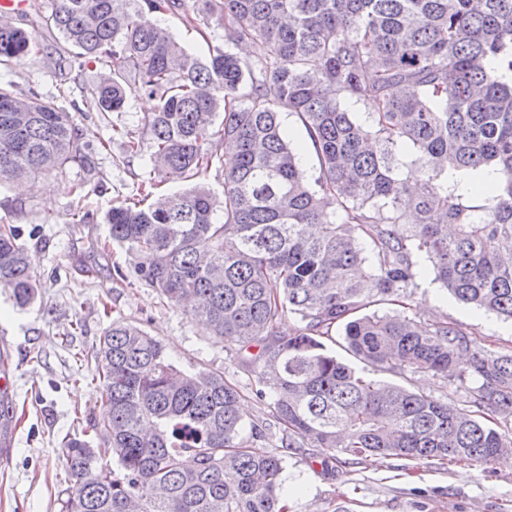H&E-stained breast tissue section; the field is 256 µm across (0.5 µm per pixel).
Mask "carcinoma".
Instances as JSON below:
<instances>
[{
    "label": "carcinoma",
    "mask_w": 512,
    "mask_h": 512,
    "mask_svg": "<svg viewBox=\"0 0 512 512\" xmlns=\"http://www.w3.org/2000/svg\"><path fill=\"white\" fill-rule=\"evenodd\" d=\"M224 43L260 41L247 63L220 47L201 58L147 15L184 0H53L40 22L109 59L83 87L102 112L156 99L142 117L148 163L182 192L138 197L106 213L128 257L122 278L157 290L239 347L256 395L271 396L281 447L315 448L321 464L368 457L489 464L512 447V353L475 346L441 316L404 310L418 258L460 303L512 321V0H205ZM40 52L0 15V65ZM366 101L369 121L344 107ZM295 114L316 151L308 181L280 115ZM222 128L214 130L218 116ZM415 157H401L404 146ZM235 156L217 197L200 181ZM70 163L91 165L77 115L0 82V186ZM492 173L498 194L473 206L454 175ZM0 288L32 304L40 276L14 224H0ZM381 301L400 309L379 314ZM296 315L288 337L279 324ZM342 339L363 364L327 343ZM105 409L99 447L73 438L61 512H288L283 457L245 430L237 386L186 373L140 327L114 320L96 355ZM439 375L467 388L443 402L366 370ZM112 463L104 462L105 458Z\"/></svg>",
    "instance_id": "cac0c4a2"
}]
</instances>
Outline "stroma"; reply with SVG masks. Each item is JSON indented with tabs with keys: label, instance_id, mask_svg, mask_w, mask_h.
Returning <instances> with one entry per match:
<instances>
[{
	"label": "stroma",
	"instance_id": "35a3bbf8",
	"mask_svg": "<svg viewBox=\"0 0 512 512\" xmlns=\"http://www.w3.org/2000/svg\"><path fill=\"white\" fill-rule=\"evenodd\" d=\"M188 5L198 17L195 25L175 19L169 25L190 53L203 57L209 46H223L224 30L205 13L203 0H188ZM31 33L43 50L13 67L10 78L16 92L34 90L77 112L82 139L96 155L94 168L66 166L40 176L32 190L0 188V218L21 229L42 280L36 302L25 309L0 292V344L8 350L0 369V400L9 406L0 416V433L12 437L11 448L0 459V512H60L69 486L64 446L74 436L94 438L91 425L103 411L102 389L94 379L95 354L115 319L135 324L164 343L177 367L220 372L237 385L245 424L264 427L267 450L285 456L284 496L291 512H512V468L499 461L460 468L369 458L325 468L310 449L281 450V431L267 401L252 391L234 348L153 288L118 280L114 273V264L123 263L124 256L106 244L108 209L135 197L147 179L161 192L182 188L153 172L146 157L129 156L123 139L112 131L122 125L148 139L141 118L153 111L154 99L136 93L125 112L99 111L81 88L106 70V59L85 60L82 67L59 75L57 62L71 58L72 47L58 32L35 27ZM81 180L94 191L82 217L75 213L71 193ZM48 186L54 187L53 196H46ZM408 293V313L415 319L442 315L466 331H477L485 349L512 351L511 322L461 305L432 273L416 278Z\"/></svg>",
	"mask_w": 512,
	"mask_h": 512
}]
</instances>
